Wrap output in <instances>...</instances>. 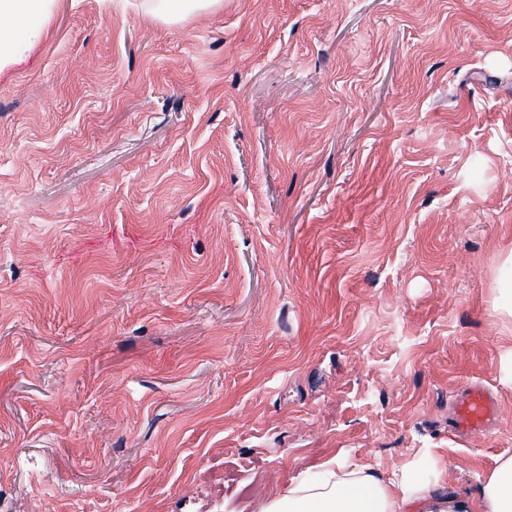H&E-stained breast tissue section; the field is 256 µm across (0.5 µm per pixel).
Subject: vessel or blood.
Listing matches in <instances>:
<instances>
[{
	"label": "vessel or blood",
	"mask_w": 512,
	"mask_h": 512,
	"mask_svg": "<svg viewBox=\"0 0 512 512\" xmlns=\"http://www.w3.org/2000/svg\"><path fill=\"white\" fill-rule=\"evenodd\" d=\"M497 416V402L485 384L475 382L460 391L453 403L448 431L454 436L484 435Z\"/></svg>",
	"instance_id": "1"
}]
</instances>
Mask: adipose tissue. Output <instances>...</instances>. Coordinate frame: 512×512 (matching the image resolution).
Listing matches in <instances>:
<instances>
[{
	"instance_id": "obj_1",
	"label": "adipose tissue",
	"mask_w": 512,
	"mask_h": 512,
	"mask_svg": "<svg viewBox=\"0 0 512 512\" xmlns=\"http://www.w3.org/2000/svg\"><path fill=\"white\" fill-rule=\"evenodd\" d=\"M40 33L29 0H0V66L10 64L16 48ZM262 512H512V456L499 460L475 497L436 480L422 481L408 470L388 479L331 461L318 476L293 482Z\"/></svg>"
}]
</instances>
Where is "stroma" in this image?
<instances>
[{"mask_svg":"<svg viewBox=\"0 0 512 512\" xmlns=\"http://www.w3.org/2000/svg\"><path fill=\"white\" fill-rule=\"evenodd\" d=\"M145 3L56 0L0 71V512H260L333 459L477 494L512 0ZM155 11L164 19L179 20L187 14L215 8L221 0H156ZM496 416L497 402L491 391L481 382L471 383L455 397L448 432L479 437L490 429Z\"/></svg>","mask_w":512,"mask_h":512,"instance_id":"stroma-1","label":"stroma"}]
</instances>
